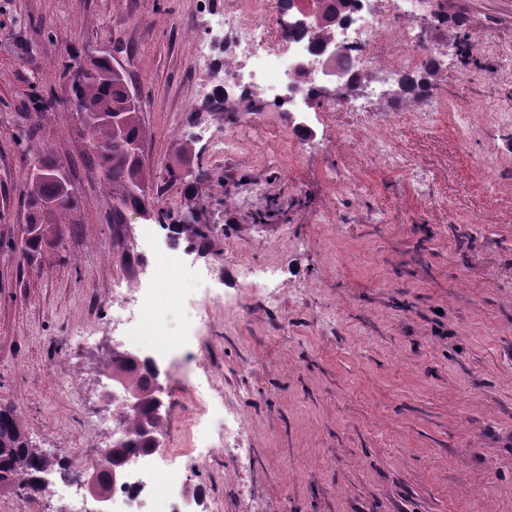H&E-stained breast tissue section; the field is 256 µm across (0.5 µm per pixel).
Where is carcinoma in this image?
<instances>
[{
    "label": "carcinoma",
    "instance_id": "carcinoma-1",
    "mask_svg": "<svg viewBox=\"0 0 512 512\" xmlns=\"http://www.w3.org/2000/svg\"><path fill=\"white\" fill-rule=\"evenodd\" d=\"M292 36H304L315 45L331 37L333 30L325 27L318 30L297 27L288 28ZM93 68L74 70L62 64V73L70 77L75 105L79 112L119 114L123 127L112 128L107 123H97L85 128L86 144L103 169L104 187L112 193V223H124L128 210L153 211L151 201L144 188L145 176L142 163L136 152L142 139L141 118L138 101L131 92L123 73L116 71L109 58L102 56L92 61ZM56 164L48 157L40 162V168L48 170L45 176L32 180V188L26 192L28 224L34 227V236L26 241L23 254L31 258L50 247L61 224L73 223L72 216L78 207V197L70 181L56 180L49 170ZM172 231L188 242L200 247L208 243L206 225L185 222L175 224ZM111 372L122 377L128 386L139 391L141 403L135 407L134 417L126 420L122 447L104 454L99 462L103 473L121 466L132 455L146 456L153 450L143 430L150 428L160 432L164 420L152 416L151 405L157 396L156 376L148 367L146 359H130L112 356ZM44 454L30 445L19 415L14 406L0 404V482L21 494L29 487L44 483L42 476L55 470Z\"/></svg>",
    "mask_w": 512,
    "mask_h": 512
}]
</instances>
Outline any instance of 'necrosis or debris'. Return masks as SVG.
I'll list each match as a JSON object with an SVG mask.
<instances>
[{"label": "necrosis or debris", "mask_w": 512, "mask_h": 512, "mask_svg": "<svg viewBox=\"0 0 512 512\" xmlns=\"http://www.w3.org/2000/svg\"><path fill=\"white\" fill-rule=\"evenodd\" d=\"M378 11H371L367 4L348 14L343 27L337 28L335 38L347 45L350 59L347 71L351 78L360 77L368 67L366 43L380 39L390 43L394 52L385 64L387 73L407 74L419 67L432 64V56L423 52L420 38L412 31L393 25L392 19L401 10L424 8L427 0H380ZM222 23L233 35L239 49L238 62L227 63L225 77L242 83L262 86L271 102L283 107L296 106L304 98L321 95V63L307 41L288 37L284 25L267 26L256 20L245 19L239 12H226ZM305 55L311 69L306 77H299L293 70L296 56ZM349 82L335 91L333 105L351 104L354 90ZM175 343L156 346L157 354H173L172 375L178 383L191 386L194 398L186 414L182 431L189 439L207 448L209 454H223L231 474L230 491H237L242 480L243 449L238 446L243 421L233 414L211 415L207 412L209 395L199 383H192V368L186 356L175 355ZM176 437L170 433L157 436L156 449L151 456L138 458L125 466L126 478L112 487L110 512H127L128 506L149 502L150 512H180L178 497L187 481V471L201 468L202 460L183 457L175 446ZM92 464L75 460L66 473L53 475L40 487L30 489L33 497L51 498L59 491L72 497L83 495L87 472Z\"/></svg>", "instance_id": "1"}]
</instances>
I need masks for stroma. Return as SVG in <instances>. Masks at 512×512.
Wrapping results in <instances>:
<instances>
[{
    "label": "stroma",
    "instance_id": "1",
    "mask_svg": "<svg viewBox=\"0 0 512 512\" xmlns=\"http://www.w3.org/2000/svg\"><path fill=\"white\" fill-rule=\"evenodd\" d=\"M247 2L0 0V403L53 462L113 442L91 425L108 407L112 310L157 261L135 212L115 234L62 75V62L107 55L139 100L156 206L210 228L187 275L224 269L197 285L214 296L197 373L242 417L250 461L231 498L220 458L193 473L194 512H512V0H446L441 21L402 14L437 61L433 93L385 77L374 40L363 110L315 106L303 127L256 87L204 108L231 49L205 62L199 42ZM370 116L393 125L403 167L366 146ZM45 154L79 204L30 261L24 192ZM242 263L277 271L275 306L217 302L238 294ZM186 326L162 304L141 335L155 345ZM79 335L97 342L70 348Z\"/></svg>",
    "mask_w": 512,
    "mask_h": 512
}]
</instances>
